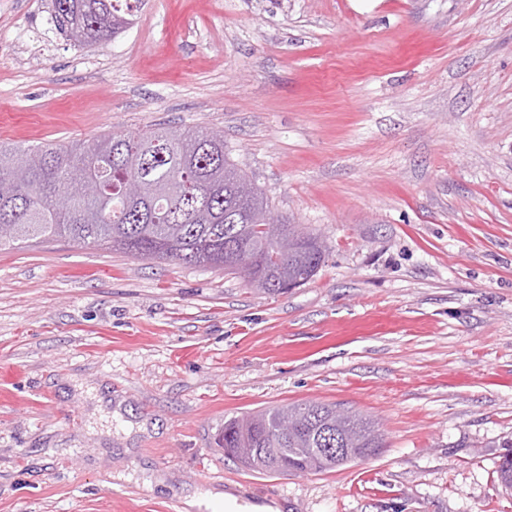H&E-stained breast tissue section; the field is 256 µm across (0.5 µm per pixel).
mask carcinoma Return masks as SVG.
<instances>
[{"label": "carcinoma", "mask_w": 512, "mask_h": 512, "mask_svg": "<svg viewBox=\"0 0 512 512\" xmlns=\"http://www.w3.org/2000/svg\"><path fill=\"white\" fill-rule=\"evenodd\" d=\"M60 31L79 47L116 37L114 20L131 24L140 0L125 8L116 0H51ZM75 203L58 209L52 197ZM272 207L264 192L200 129L172 131L153 125L117 132L92 142L36 148L0 142V250L37 240L81 246L111 245L141 258L237 272L241 255L255 258L248 283L281 294L311 280L327 247L314 232L284 219L266 222ZM296 418L294 433L279 434L284 416ZM221 448H274L292 469L330 471L378 454L383 435L374 423L321 402L267 409L233 417L221 428ZM348 449L328 460L322 448ZM512 490V453L497 469Z\"/></svg>", "instance_id": "obj_1"}]
</instances>
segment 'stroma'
<instances>
[{
	"label": "stroma",
	"instance_id": "1",
	"mask_svg": "<svg viewBox=\"0 0 512 512\" xmlns=\"http://www.w3.org/2000/svg\"><path fill=\"white\" fill-rule=\"evenodd\" d=\"M221 131L318 233L284 294L209 266L47 240L0 250V512H512V0H145L74 46L0 0V141ZM305 401L386 446L261 474L225 418ZM152 490H145L144 481Z\"/></svg>",
	"mask_w": 512,
	"mask_h": 512
}]
</instances>
